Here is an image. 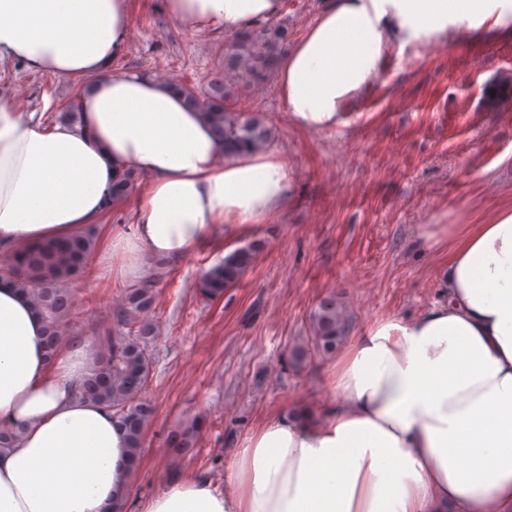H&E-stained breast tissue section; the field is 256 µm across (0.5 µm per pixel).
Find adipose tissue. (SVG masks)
Here are the masks:
<instances>
[{
	"label": "adipose tissue",
	"instance_id": "ef3b65f1",
	"mask_svg": "<svg viewBox=\"0 0 512 512\" xmlns=\"http://www.w3.org/2000/svg\"><path fill=\"white\" fill-rule=\"evenodd\" d=\"M505 0H324L280 59L294 125L335 124L376 86L385 54L506 24ZM183 29L234 35L278 15L280 0H165ZM128 0H0V60L82 80L81 121L50 126L0 101V246L63 241L102 224L115 166L144 175L135 222L113 230L119 274L178 264L288 203L272 151L229 157L198 112L149 72L117 73ZM447 303L379 319L352 336L320 411L297 406L246 440L223 490L172 477L139 512H512V208L452 224L434 240ZM96 354L73 342L47 361L27 295L0 279V512H112L129 493L127 441L81 396Z\"/></svg>",
	"mask_w": 512,
	"mask_h": 512
}]
</instances>
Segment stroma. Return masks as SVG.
<instances>
[{
  "label": "stroma",
  "instance_id": "1",
  "mask_svg": "<svg viewBox=\"0 0 512 512\" xmlns=\"http://www.w3.org/2000/svg\"><path fill=\"white\" fill-rule=\"evenodd\" d=\"M323 0H281L279 21L296 42ZM225 36L179 29L165 0H129L126 53L116 71H147L204 90L219 67ZM77 83L0 61V97L44 117ZM238 109L275 129L273 151L288 163L287 205L246 236L205 244L175 265L156 304L160 335L146 396L155 414L123 512L174 476L202 475L223 489L246 438L290 403L325 405L335 355L294 370L288 352L310 335L319 302L336 296L351 332L379 318L411 319L447 296L446 273L427 234L473 224L512 208V32L473 30L458 43L430 42L386 57L380 82L335 125L295 126L276 81L234 91ZM134 221V204L108 213L96 229L88 271L70 279L75 323L67 336L95 344L111 327L127 282L106 242ZM258 240L255 261L222 298L203 300L201 275L234 249ZM198 416L192 455L175 457L168 433Z\"/></svg>",
  "mask_w": 512,
  "mask_h": 512
}]
</instances>
